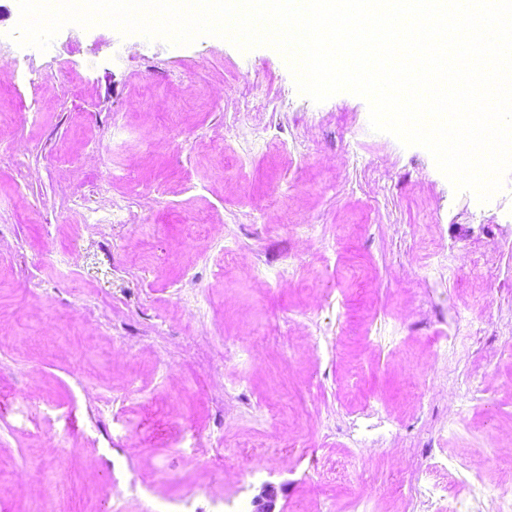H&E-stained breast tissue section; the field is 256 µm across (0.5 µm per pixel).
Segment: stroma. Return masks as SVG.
I'll return each instance as SVG.
<instances>
[{"mask_svg": "<svg viewBox=\"0 0 512 512\" xmlns=\"http://www.w3.org/2000/svg\"><path fill=\"white\" fill-rule=\"evenodd\" d=\"M19 17L0 0V505L153 512L83 482L90 436L101 469L216 512L197 431L244 473L237 495L276 487L277 512H388L390 472L435 461L471 512L502 492L512 173L488 203L455 193L364 99L313 102L267 46L69 25L42 52L12 37ZM113 210L125 223L86 228ZM297 224L323 243L291 276Z\"/></svg>", "mask_w": 512, "mask_h": 512, "instance_id": "35a3bbf8", "label": "stroma"}]
</instances>
